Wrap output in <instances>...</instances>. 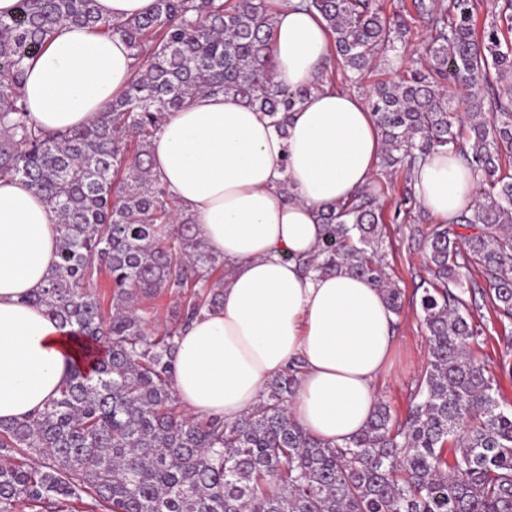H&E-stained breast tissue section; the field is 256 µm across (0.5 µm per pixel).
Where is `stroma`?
<instances>
[{
	"label": "stroma",
	"mask_w": 512,
	"mask_h": 512,
	"mask_svg": "<svg viewBox=\"0 0 512 512\" xmlns=\"http://www.w3.org/2000/svg\"><path fill=\"white\" fill-rule=\"evenodd\" d=\"M424 37V29L415 27L407 46L374 62L370 71L357 82L336 76L337 87L370 98L376 83L394 81L402 75V62L422 57ZM406 188V178L401 173L377 174L371 185L372 192L378 196L384 222L383 260L394 270V279L403 291L396 345L387 371L376 383L378 397L384 399L392 413L398 416L406 414L412 392L428 360L429 337L422 324L423 311L417 288L429 277L425 263L426 236L435 223L434 217L427 213L413 224L396 219L395 213L405 198ZM474 319L479 322L483 335L481 341L472 343L470 351L495 373L500 400L512 405V350L507 347L508 341L512 340V324L500 323L484 308L475 311Z\"/></svg>",
	"instance_id": "obj_1"
}]
</instances>
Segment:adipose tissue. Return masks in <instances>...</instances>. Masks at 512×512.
<instances>
[{"label":"adipose tissue","instance_id":"adipose-tissue-1","mask_svg":"<svg viewBox=\"0 0 512 512\" xmlns=\"http://www.w3.org/2000/svg\"><path fill=\"white\" fill-rule=\"evenodd\" d=\"M276 84L319 82L330 35L303 0H278ZM120 35L64 24L32 60L31 120L47 130L94 121L133 77ZM383 141L358 94L321 85L286 130L230 95L196 96L169 113L154 141L153 171L199 238L224 258L220 307L181 334L176 399L190 414L232 423L267 383L301 362L289 412L314 437L337 444L361 432L394 346L396 319L379 288L348 274L303 273L315 253L323 205L368 186ZM419 203L440 223L476 203L471 172L447 150L414 173ZM57 214L17 181L0 178V420L33 416L56 395L78 352L65 328L31 303L58 260Z\"/></svg>","mask_w":512,"mask_h":512}]
</instances>
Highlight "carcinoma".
<instances>
[{"instance_id": "carcinoma-1", "label": "carcinoma", "mask_w": 512, "mask_h": 512, "mask_svg": "<svg viewBox=\"0 0 512 512\" xmlns=\"http://www.w3.org/2000/svg\"><path fill=\"white\" fill-rule=\"evenodd\" d=\"M333 42L331 67L362 75L409 41L412 26L375 0H306ZM428 34L421 64L369 101L382 164L412 175L445 148L471 169L480 198L429 234L432 276L421 297L429 357L407 414L377 401L365 429L338 445L289 413L299 367L268 384L234 423L177 410L172 372L183 328L221 303L224 257L210 252L152 170L165 115L201 93L234 95L283 130L311 90L273 82L265 0H156L151 14L111 21L96 0H17L0 15V177L41 194L59 217V260L31 301L65 327L80 360L30 418L0 423V512H63L91 498L101 512H512V409L495 374L470 356L489 308L512 323V0L476 34L475 0H414ZM70 22L119 34L134 76L97 120L47 134L30 122L27 61ZM473 94L453 112L449 86ZM376 197L362 189L320 214L307 268L364 277L395 315L402 289L378 255ZM107 272L110 310L87 284ZM178 293V320L147 330L144 300Z\"/></svg>"}]
</instances>
